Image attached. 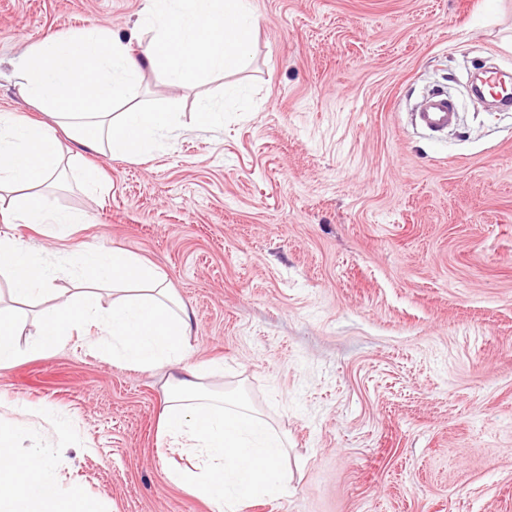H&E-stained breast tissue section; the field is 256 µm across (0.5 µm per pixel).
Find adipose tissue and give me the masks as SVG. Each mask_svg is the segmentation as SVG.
Returning a JSON list of instances; mask_svg holds the SVG:
<instances>
[{"instance_id": "adipose-tissue-1", "label": "adipose tissue", "mask_w": 512, "mask_h": 512, "mask_svg": "<svg viewBox=\"0 0 512 512\" xmlns=\"http://www.w3.org/2000/svg\"><path fill=\"white\" fill-rule=\"evenodd\" d=\"M258 24L249 0H145L141 25L151 36L137 44L88 28L30 45L18 72L20 90L51 120L0 113V193L10 195L15 221L64 229L85 220L53 210L48 200L49 189L70 172L58 129L98 153L144 156L180 129L181 115L141 105L143 73L183 83L242 70ZM73 256L75 288L45 319L34 349L63 345L93 324L100 333L88 342L100 355L137 369L170 368L161 431L172 445H185L208 462L172 469L169 480L216 512H240L246 500L279 494L287 483L280 466L286 439L244 398L204 393L203 381L213 369L192 362V315L164 274L120 248L81 246ZM0 270L8 273L17 303L52 292L48 265L22 242L0 238ZM31 412L20 407L19 420L0 438V512H101L82 482L58 490L51 449L17 455L29 433L24 417Z\"/></svg>"}]
</instances>
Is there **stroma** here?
<instances>
[{
  "label": "stroma",
  "mask_w": 512,
  "mask_h": 512,
  "mask_svg": "<svg viewBox=\"0 0 512 512\" xmlns=\"http://www.w3.org/2000/svg\"><path fill=\"white\" fill-rule=\"evenodd\" d=\"M249 66L173 85L145 105L182 115L146 158L86 153L104 190L69 186L68 233L12 220L53 272L22 314L28 346L72 293L73 245L119 246L160 269L195 316L209 389L243 394L288 438L287 490L242 512H512V108L485 111L476 65L512 73V0H251ZM144 0H0V113L25 49L90 27L129 34ZM456 102L441 135L414 116ZM222 103L201 125L199 102ZM165 368L101 359L82 335L0 367V426L33 419L58 488L103 512H214L173 484L158 425Z\"/></svg>",
  "instance_id": "obj_1"
}]
</instances>
